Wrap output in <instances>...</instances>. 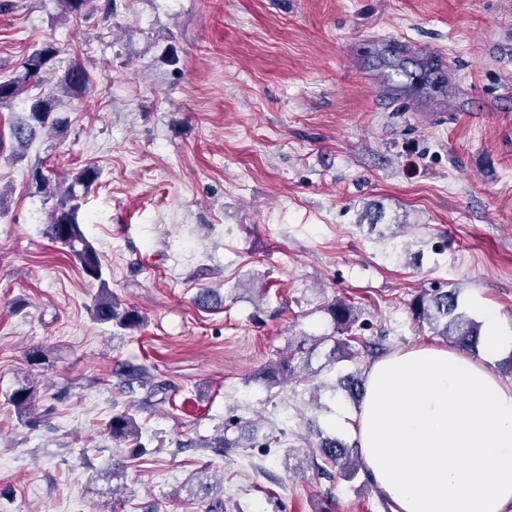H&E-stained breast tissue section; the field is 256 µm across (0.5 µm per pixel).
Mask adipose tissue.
I'll return each instance as SVG.
<instances>
[{
    "label": "adipose tissue",
    "instance_id": "1",
    "mask_svg": "<svg viewBox=\"0 0 512 512\" xmlns=\"http://www.w3.org/2000/svg\"><path fill=\"white\" fill-rule=\"evenodd\" d=\"M364 470L397 512L512 506V382L445 346L370 365L354 418Z\"/></svg>",
    "mask_w": 512,
    "mask_h": 512
}]
</instances>
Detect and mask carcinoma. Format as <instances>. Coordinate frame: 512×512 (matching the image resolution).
Instances as JSON below:
<instances>
[{"label":"carcinoma","instance_id":"obj_1","mask_svg":"<svg viewBox=\"0 0 512 512\" xmlns=\"http://www.w3.org/2000/svg\"><path fill=\"white\" fill-rule=\"evenodd\" d=\"M60 50L53 43H46L34 51L22 62V71L15 77L0 81V105L13 102L21 94L31 90L37 95L30 98L27 121L15 128V139L24 142L32 139L37 128L52 127L59 124L54 116L57 98L54 93H44L42 83L48 66L59 55ZM64 92L68 95L79 96L86 93L89 77L86 71L76 65L68 67L62 79ZM99 178V172L93 167L79 170L72 182L52 181V178L37 172L35 179L49 188L48 194L55 200L50 209L47 234L50 239L68 249L79 262L86 277L99 282V290L93 297V319L100 324H112L121 330L134 331L145 322L141 313L133 307H123L117 302L108 283L103 278V263L99 252L86 240L81 224L78 222V212L81 209V196L76 187L89 189ZM195 304L202 309H211L218 305V295L210 288H202L194 297ZM409 309L415 320L427 323L434 334L450 341L462 351H471L480 336V322L470 317L463 309L459 300V290L456 288H423L409 302ZM333 323V333L324 340L333 342L331 354L333 359L351 360L355 352L352 343L358 340L355 325L358 313L351 303L336 299L325 308ZM125 384L137 383L149 389V393L165 390V384L154 382L148 371L136 365H129L121 372ZM365 379L359 372L349 373L340 380L341 388L348 396L360 400L364 395ZM39 388L32 379L19 386L10 396L17 418L26 425L36 423L32 413L36 403L40 401ZM108 435L118 444L129 442L134 447H141L142 431L136 419L126 411L112 416L105 426ZM312 456L349 479L357 476L363 464L360 456L353 455L350 447L335 437H323L315 448L311 449ZM191 490L198 495L205 492L209 498L205 512H224V498L214 493L213 487L202 482L192 484Z\"/></svg>","mask_w":512,"mask_h":512}]
</instances>
